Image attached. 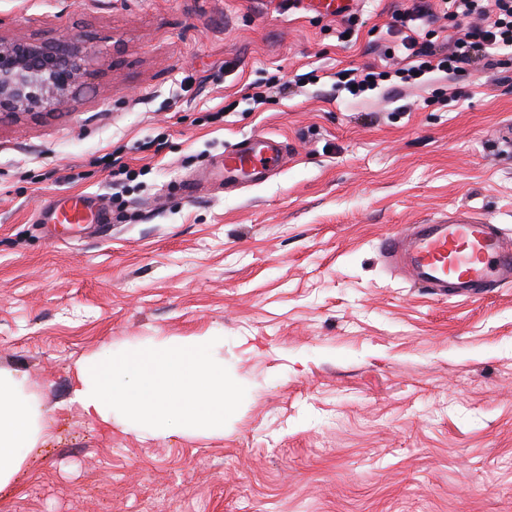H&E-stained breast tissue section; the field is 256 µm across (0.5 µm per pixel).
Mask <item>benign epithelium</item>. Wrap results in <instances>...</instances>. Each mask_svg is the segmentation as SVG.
<instances>
[{"instance_id":"benign-epithelium-1","label":"benign epithelium","mask_w":512,"mask_h":512,"mask_svg":"<svg viewBox=\"0 0 512 512\" xmlns=\"http://www.w3.org/2000/svg\"><path fill=\"white\" fill-rule=\"evenodd\" d=\"M91 47L84 38L30 41L0 37V116L34 107H65L91 76Z\"/></svg>"}]
</instances>
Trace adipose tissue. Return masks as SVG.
<instances>
[{
    "label": "adipose tissue",
    "mask_w": 512,
    "mask_h": 512,
    "mask_svg": "<svg viewBox=\"0 0 512 512\" xmlns=\"http://www.w3.org/2000/svg\"><path fill=\"white\" fill-rule=\"evenodd\" d=\"M223 343L206 332L81 359L70 402L104 426L131 421L155 438L223 436L234 408L224 364L213 357ZM23 386L0 372V490L18 479L38 439L40 413L21 400Z\"/></svg>",
    "instance_id": "1"
}]
</instances>
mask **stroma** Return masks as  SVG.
Returning a JSON list of instances; mask_svg holds the SVG:
<instances>
[{"instance_id":"stroma-1","label":"stroma","mask_w":512,"mask_h":512,"mask_svg":"<svg viewBox=\"0 0 512 512\" xmlns=\"http://www.w3.org/2000/svg\"><path fill=\"white\" fill-rule=\"evenodd\" d=\"M409 5L355 0L344 42L345 18L288 0H0V36L96 52L67 109L0 119V370L42 413L0 512H512V286L446 299L378 250L458 207L512 232V52L351 98L336 71L401 63ZM260 131L287 163L225 192V147ZM73 193L107 223H47ZM204 332L235 392L223 436L70 404L78 360Z\"/></svg>"}]
</instances>
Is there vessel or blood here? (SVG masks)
I'll return each mask as SVG.
<instances>
[{
    "mask_svg": "<svg viewBox=\"0 0 512 512\" xmlns=\"http://www.w3.org/2000/svg\"><path fill=\"white\" fill-rule=\"evenodd\" d=\"M311 11L340 17L353 0H306ZM287 145L265 132L224 150V189L235 191L268 179L286 161ZM52 223L67 227L97 224L104 216L88 197L55 201ZM381 254L388 265L435 293L478 300L491 289L512 283V234L483 213L458 209L439 219L401 227L384 238Z\"/></svg>",
    "mask_w": 512,
    "mask_h": 512,
    "instance_id": "vessel-or-blood-1",
    "label": "vessel or blood"
}]
</instances>
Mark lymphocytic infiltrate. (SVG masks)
<instances>
[{
  "label": "lymphocytic infiltrate",
  "mask_w": 512,
  "mask_h": 512,
  "mask_svg": "<svg viewBox=\"0 0 512 512\" xmlns=\"http://www.w3.org/2000/svg\"><path fill=\"white\" fill-rule=\"evenodd\" d=\"M438 13L457 32L444 51L432 39L419 35L420 29L428 27ZM393 26L402 36L407 63L389 70L373 65L340 69L336 73L337 84L350 91L352 97L363 98L383 87L395 91L422 85L433 73H460L477 54L487 68H498L499 52L512 49V0H440L436 8L421 0L396 13Z\"/></svg>",
  "instance_id": "obj_1"
}]
</instances>
